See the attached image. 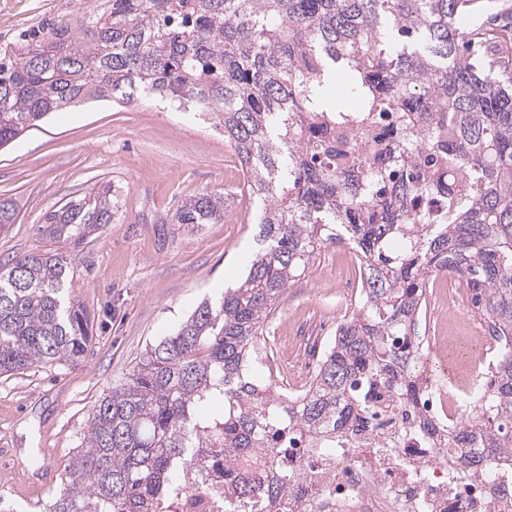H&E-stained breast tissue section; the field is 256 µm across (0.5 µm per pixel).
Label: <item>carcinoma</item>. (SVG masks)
<instances>
[{
	"label": "carcinoma",
	"mask_w": 512,
	"mask_h": 512,
	"mask_svg": "<svg viewBox=\"0 0 512 512\" xmlns=\"http://www.w3.org/2000/svg\"><path fill=\"white\" fill-rule=\"evenodd\" d=\"M476 0H101L0 49V147L89 99L155 94L212 117L261 202L259 249L240 283L146 346L93 406L43 512H164L198 455L334 448L366 424L359 386L417 399L427 283L452 273L503 339L483 411L448 448L512 452V27ZM439 200L448 223L420 202ZM224 198L182 202L179 224H213ZM16 207L0 199V229ZM112 223V193L46 214L50 241ZM345 245L363 277L308 387L285 400L255 374L272 306L316 252ZM67 258L0 265V375L75 365L92 350L88 310L66 297ZM202 453H197V450ZM288 474L265 479L269 503Z\"/></svg>",
	"instance_id": "cac0c4a2"
}]
</instances>
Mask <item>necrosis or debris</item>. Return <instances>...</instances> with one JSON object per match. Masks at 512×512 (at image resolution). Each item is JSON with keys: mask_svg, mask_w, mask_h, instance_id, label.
I'll return each mask as SVG.
<instances>
[{"mask_svg": "<svg viewBox=\"0 0 512 512\" xmlns=\"http://www.w3.org/2000/svg\"><path fill=\"white\" fill-rule=\"evenodd\" d=\"M476 380L456 389L434 387L420 379L423 406L404 404L380 416L384 437L374 428L336 439L335 449L297 451L284 460L266 454L237 460L235 469L265 477L279 467L300 478L303 493L279 498L275 508L224 497V465L215 463L180 491L168 512H512V456H498L484 472L474 462L479 448H444L449 428L460 424L476 405ZM435 427L433 439L413 432L417 417Z\"/></svg>", "mask_w": 512, "mask_h": 512, "instance_id": "4bbe7bcc", "label": "necrosis or debris"}]
</instances>
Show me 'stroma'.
Wrapping results in <instances>:
<instances>
[{
	"instance_id": "35a3bbf8",
	"label": "stroma",
	"mask_w": 512,
	"mask_h": 512,
	"mask_svg": "<svg viewBox=\"0 0 512 512\" xmlns=\"http://www.w3.org/2000/svg\"><path fill=\"white\" fill-rule=\"evenodd\" d=\"M95 5L0 0V47L46 20ZM103 187L112 190L111 224L75 248L39 236L48 212ZM203 193L223 196V219L175 223L180 204ZM1 195L15 202L17 218L0 231V261L36 250L67 255L66 291L95 316L84 362L0 377V496L25 510L57 491L37 472L64 471L95 402L127 379L146 345L246 272L256 226L223 131L159 99L132 106L90 101L38 122L0 149ZM357 277L342 250L324 249L274 304L260 346L274 354L273 369L287 370L289 382L297 381L310 348L327 345L350 316L345 286ZM426 303L419 368L448 389L453 381L444 369L471 361L479 313L471 293L443 277L427 286Z\"/></svg>"
}]
</instances>
